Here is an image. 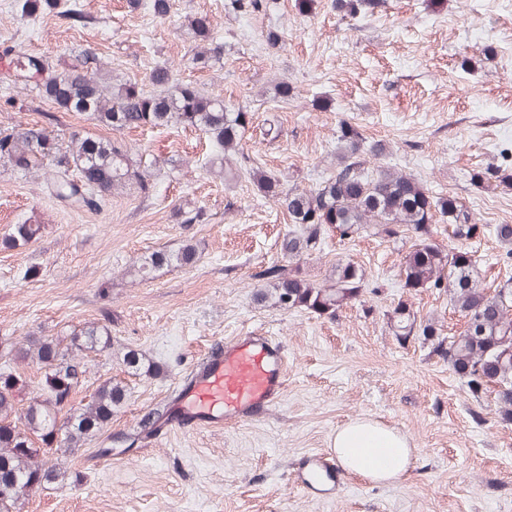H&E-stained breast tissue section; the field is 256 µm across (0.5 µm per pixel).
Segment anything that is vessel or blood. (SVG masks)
Listing matches in <instances>:
<instances>
[{"label":"vessel or blood","mask_w":512,"mask_h":512,"mask_svg":"<svg viewBox=\"0 0 512 512\" xmlns=\"http://www.w3.org/2000/svg\"><path fill=\"white\" fill-rule=\"evenodd\" d=\"M286 377L284 348L267 337L238 336L217 344L194 364L157 428L189 433L261 419L282 399ZM326 472L324 457L315 454L296 482L312 493Z\"/></svg>","instance_id":"b4317fda"}]
</instances>
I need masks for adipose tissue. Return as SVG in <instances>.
I'll return each mask as SVG.
<instances>
[{"label": "adipose tissue", "instance_id": "adipose-tissue-1", "mask_svg": "<svg viewBox=\"0 0 512 512\" xmlns=\"http://www.w3.org/2000/svg\"><path fill=\"white\" fill-rule=\"evenodd\" d=\"M333 450L343 470L377 484L397 479L410 464L407 438L371 420L355 419L337 430Z\"/></svg>", "mask_w": 512, "mask_h": 512}]
</instances>
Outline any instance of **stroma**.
Returning a JSON list of instances; mask_svg holds the SVG:
<instances>
[{
  "label": "stroma",
  "mask_w": 512,
  "mask_h": 512,
  "mask_svg": "<svg viewBox=\"0 0 512 512\" xmlns=\"http://www.w3.org/2000/svg\"><path fill=\"white\" fill-rule=\"evenodd\" d=\"M78 2L81 21L57 9L25 17L14 0H0V58L16 47L46 56L56 73L97 64L138 81L166 66L251 120L234 157L239 174L225 180L207 171L212 145L197 129L121 134L132 155L160 159L153 192L115 194L94 210L66 207L43 179L0 167V235L13 224L44 227L30 245L0 250V338L109 320L114 346L89 362L73 399L108 378L127 389L108 439L68 458L70 478L32 491L20 512H512V422L494 392H470L433 339L396 334L398 309L432 320L443 337L462 326L447 291L405 287L400 270L413 234L325 229L303 274L327 285L337 264H354L364 272L358 296L332 317L277 308L258 301L259 274L283 265L281 243L294 226L248 178L259 167L281 189L317 187L336 171L339 123L347 121L363 139L369 175L400 169L430 194L457 198L484 226L462 244L483 287L512 277V248L494 232L512 225V186L473 180L489 167L512 173V0H377L354 16L334 0H308L303 10L298 0H267L250 15L230 0H172L164 16L127 0ZM194 13L210 16L224 44L221 68L187 64ZM14 75L0 69V126L107 135L30 95ZM281 81L293 89L285 100L275 95ZM271 124L281 128L273 140L261 133ZM182 204L201 210L202 222L175 220ZM187 243L200 254L195 264L149 281L129 275L139 258ZM28 267L32 276L21 278ZM247 332L286 349V390L264 420L139 439L143 421L212 344ZM130 349L159 374H127ZM354 419L404 434L408 471L376 485L340 469L328 491L304 494L295 473L307 457L331 451L337 429Z\"/></svg>",
  "instance_id": "obj_1"
}]
</instances>
